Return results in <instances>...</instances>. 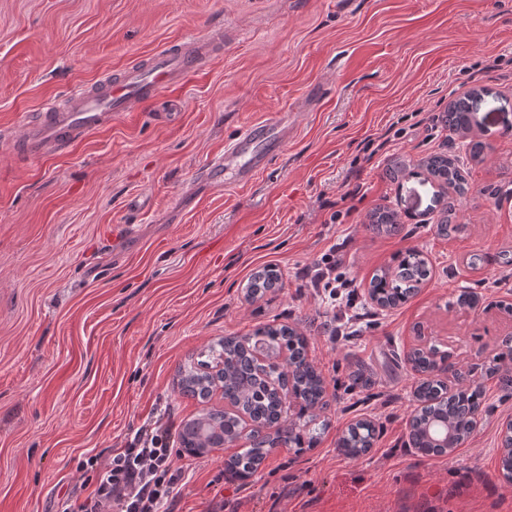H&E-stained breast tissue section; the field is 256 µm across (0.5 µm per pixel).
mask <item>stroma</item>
<instances>
[{"instance_id": "obj_1", "label": "stroma", "mask_w": 512, "mask_h": 512, "mask_svg": "<svg viewBox=\"0 0 512 512\" xmlns=\"http://www.w3.org/2000/svg\"><path fill=\"white\" fill-rule=\"evenodd\" d=\"M224 25V50L65 154L31 159L24 119L161 47ZM474 95L469 137L442 117ZM295 112L284 152L251 185L204 186L201 172L243 126ZM487 146L471 161L468 138ZM460 157L471 186L455 200L463 233L441 237L447 203L415 172L434 152ZM407 173L393 181L394 162ZM355 196H347L348 187ZM396 211L395 235L370 212ZM133 223L131 235L113 236ZM420 250L431 277L394 309L376 306L377 269ZM336 250V296L308 273ZM512 0H0V512H56L90 489L76 458L109 457L147 419L198 411L178 364L224 336L278 321L309 341L327 381L316 448L275 449L227 482L230 447L182 455L176 512H512L500 430L512 393L483 379L512 321ZM484 263L469 267L471 255ZM276 266L281 288L245 296ZM463 287L474 309L449 307ZM423 325L482 380L485 410L458 448L408 445L419 376L405 360ZM366 370L371 382L355 385ZM372 421L371 450L346 456L349 424Z\"/></svg>"}]
</instances>
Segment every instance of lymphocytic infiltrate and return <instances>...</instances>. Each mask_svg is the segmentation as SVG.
I'll list each match as a JSON object with an SVG mask.
<instances>
[{"instance_id": "f902f5d3", "label": "lymphocytic infiltrate", "mask_w": 512, "mask_h": 512, "mask_svg": "<svg viewBox=\"0 0 512 512\" xmlns=\"http://www.w3.org/2000/svg\"><path fill=\"white\" fill-rule=\"evenodd\" d=\"M176 427L165 413L139 427L109 460L83 454L77 468L92 475L94 488L87 494L69 492L57 512H165L172 507L186 472L173 450Z\"/></svg>"}]
</instances>
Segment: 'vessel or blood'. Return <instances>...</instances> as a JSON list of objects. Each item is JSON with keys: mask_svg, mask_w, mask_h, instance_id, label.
I'll return each mask as SVG.
<instances>
[{"mask_svg": "<svg viewBox=\"0 0 512 512\" xmlns=\"http://www.w3.org/2000/svg\"><path fill=\"white\" fill-rule=\"evenodd\" d=\"M223 48L224 31L213 27L157 50L145 62L69 93L64 103L48 102L35 118L22 122L19 146L25 155L37 158L63 152L169 86L197 75ZM292 130V121L284 112L251 123L225 141L223 154L209 162L203 180L220 188L249 185L284 150Z\"/></svg>", "mask_w": 512, "mask_h": 512, "instance_id": "obj_1", "label": "vessel or blood"}]
</instances>
